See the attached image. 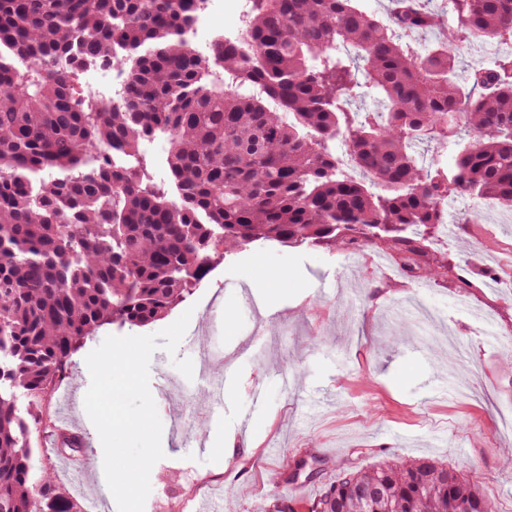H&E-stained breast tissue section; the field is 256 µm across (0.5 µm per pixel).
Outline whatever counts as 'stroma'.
<instances>
[{"label":"stroma","mask_w":512,"mask_h":512,"mask_svg":"<svg viewBox=\"0 0 512 512\" xmlns=\"http://www.w3.org/2000/svg\"><path fill=\"white\" fill-rule=\"evenodd\" d=\"M474 243L490 249L488 267L512 270V222L495 224L490 213L470 225ZM271 283L263 291L262 283ZM254 289L267 321L241 304L240 286ZM424 302L437 332L452 330L466 347L452 358L425 344L415 326L397 323L405 304ZM495 311L497 328L512 333V298L487 288L466 293L442 283L417 285L403 277L382 279L351 270L344 253L276 243L252 245L216 267L200 288L172 311L143 326L100 329L72 357L68 381L82 401L90 374L81 361L112 334L148 335L191 312L175 353L157 349L150 363V391L163 424L165 453L150 473L144 512H198L202 498L237 512H267L272 497L309 505L341 467L367 469L404 458H428L477 475L495 512H512V467L502 457L512 433L497 431L498 410L512 409V364L489 344L470 307ZM252 338L248 358L235 367L224 416L204 420L200 431L178 425L179 372L174 359H197L201 350L221 358L225 347ZM296 381L291 394L276 372ZM266 385L262 404L253 391ZM92 452L74 455L101 512H118L101 482L103 448L86 421ZM199 438L204 449L191 447Z\"/></svg>","instance_id":"1"}]
</instances>
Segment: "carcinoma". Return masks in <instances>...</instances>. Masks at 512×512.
Returning <instances> with one entry per match:
<instances>
[{"instance_id": "cac0c4a2", "label": "carcinoma", "mask_w": 512, "mask_h": 512, "mask_svg": "<svg viewBox=\"0 0 512 512\" xmlns=\"http://www.w3.org/2000/svg\"><path fill=\"white\" fill-rule=\"evenodd\" d=\"M198 2L0 0V512H85L32 442L73 354L168 313L255 243L375 251L459 290L495 276L431 243L450 199L512 209V52L456 68L478 39L512 43V0H448L424 55L413 32L440 20L415 0L385 22L358 0H247L238 40L208 58L183 39ZM102 61L125 72L110 109L76 85ZM362 76L385 112L353 110ZM148 138L168 145L167 183ZM425 143L457 146L453 166L421 163ZM331 487L312 512H491L426 460L343 467Z\"/></svg>"}]
</instances>
